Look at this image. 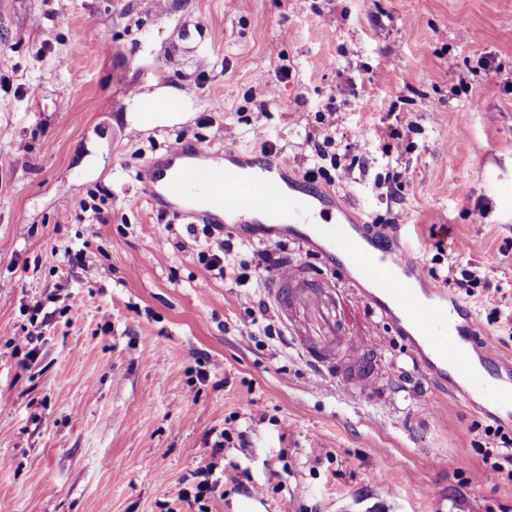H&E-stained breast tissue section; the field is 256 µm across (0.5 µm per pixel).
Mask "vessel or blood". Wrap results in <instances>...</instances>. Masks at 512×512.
Here are the masks:
<instances>
[{
	"label": "vessel or blood",
	"mask_w": 512,
	"mask_h": 512,
	"mask_svg": "<svg viewBox=\"0 0 512 512\" xmlns=\"http://www.w3.org/2000/svg\"><path fill=\"white\" fill-rule=\"evenodd\" d=\"M184 142L151 161L139 173L148 198L169 209L183 203L187 213L207 224H257L267 234L288 233L314 247L335 267L330 280L298 264L266 281V293L302 357L338 389L362 394L374 382L375 364L351 346L340 316L339 293H353L392 325L404 324L413 345L425 350L428 372L441 377L454 370L469 388L501 408H512V377L479 340L472 313L448 300L444 289L419 288L411 251H391L377 238L343 223L344 207L321 188L292 181L274 155L244 160L235 149L210 155Z\"/></svg>",
	"instance_id": "1"
}]
</instances>
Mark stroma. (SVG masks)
<instances>
[{
	"instance_id": "stroma-1",
	"label": "stroma",
	"mask_w": 512,
	"mask_h": 512,
	"mask_svg": "<svg viewBox=\"0 0 512 512\" xmlns=\"http://www.w3.org/2000/svg\"><path fill=\"white\" fill-rule=\"evenodd\" d=\"M223 129L366 224L404 212L395 245L452 297L477 271L463 303L512 362V0H0V512H237L256 488V512H512L475 451L512 411L434 384L358 300L365 396L275 313L242 341L263 279L199 264L210 238L139 182Z\"/></svg>"
}]
</instances>
